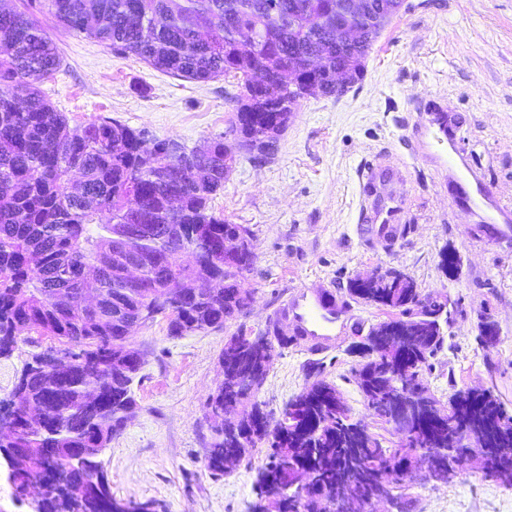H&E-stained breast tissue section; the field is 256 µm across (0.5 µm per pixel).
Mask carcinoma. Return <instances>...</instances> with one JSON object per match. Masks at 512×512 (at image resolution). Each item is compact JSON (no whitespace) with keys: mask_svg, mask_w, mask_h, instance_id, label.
Wrapping results in <instances>:
<instances>
[{"mask_svg":"<svg viewBox=\"0 0 512 512\" xmlns=\"http://www.w3.org/2000/svg\"><path fill=\"white\" fill-rule=\"evenodd\" d=\"M403 0H366L362 46L336 40V27L347 22V0H43L41 8L65 29L112 46V50L151 68L191 81L232 77L242 86L234 100L231 125L247 113H276L272 126L257 137L218 136L202 148L187 149L174 139L142 148L147 130L100 118L72 128L64 113L44 97L37 84L60 67L59 52L35 16L0 3V356L13 353L26 330H37L61 345L79 349L77 368L58 374L26 369L12 396L18 403L43 408L41 419H21L18 438L0 431V464L11 448H33L30 465L15 469L13 491L29 492L33 475L49 490L39 512H107L112 490L100 456L83 449L96 441L109 444L136 406L133 372L119 366L116 341L130 323L149 326L168 319V335L220 330L246 313L240 275L253 268V242L230 245L240 225L217 215L212 201L245 152L255 164L278 150L279 139L305 86L288 83L302 58L323 56L330 67L320 78L322 94L336 95L335 72L347 68L362 81L365 57L381 28ZM140 255V284L128 278L129 254ZM72 278L96 290L98 307L89 311L55 276ZM208 288L179 304L175 289ZM350 294L393 313L406 332L405 350L383 354L370 363L369 343L387 346L389 323L373 328L359 350L367 376L356 379L367 405L381 417L393 403V387L384 374L400 362L413 370L427 405L437 406L425 375L444 338L441 322L448 309L418 310L415 281L389 271L368 281L353 280ZM264 350L242 333L224 342V386L209 408L224 410L235 397L233 382L242 374L263 371ZM449 402L446 431L433 436L440 448L464 427L487 432L495 448H512V426L502 423L503 408L494 397ZM288 405L292 421L282 430L270 425L256 405L245 409L233 427L222 428L210 442L207 468L224 471L225 461H243L256 444L267 442L270 466L259 471L265 484L259 512H320L323 498L338 488L353 497L371 496L387 474L399 482L418 460L417 437L404 433L386 448L372 433L346 431L348 410L336 386L319 380ZM484 465L498 477L512 475V457L493 455ZM310 473L305 495L284 494L293 469ZM94 491L77 495L74 486Z\"/></svg>","mask_w":512,"mask_h":512,"instance_id":"carcinoma-1","label":"carcinoma"}]
</instances>
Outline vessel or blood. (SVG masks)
<instances>
[{
    "mask_svg": "<svg viewBox=\"0 0 512 512\" xmlns=\"http://www.w3.org/2000/svg\"><path fill=\"white\" fill-rule=\"evenodd\" d=\"M422 125L432 135L448 167V193L460 208L491 226L502 240L512 239V206L502 203L494 193L471 172L464 155L456 145L462 139L463 124L457 115L433 107L422 115ZM360 176L372 196L379 198L372 207L368 222L361 230L369 237L387 241L397 233V196L386 189L371 166H364ZM294 329L303 334L312 350L321 351L329 345L337 325L349 312L346 305L332 302L330 297L306 289L296 290L288 305Z\"/></svg>",
    "mask_w": 512,
    "mask_h": 512,
    "instance_id": "vessel-or-blood-1",
    "label": "vessel or blood"
}]
</instances>
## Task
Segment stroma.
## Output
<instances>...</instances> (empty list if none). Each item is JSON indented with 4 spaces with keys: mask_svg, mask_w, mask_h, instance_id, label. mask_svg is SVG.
Instances as JSON below:
<instances>
[{
    "mask_svg": "<svg viewBox=\"0 0 512 512\" xmlns=\"http://www.w3.org/2000/svg\"><path fill=\"white\" fill-rule=\"evenodd\" d=\"M38 19L63 57L41 89L70 126L109 116L190 147L229 136L236 79L177 78L72 33L51 15ZM431 100L460 114L462 151L512 205V0H404L374 42L363 81L337 98L302 99L274 159L255 164L238 156L216 195V211L254 234L255 264L240 278L252 298L245 315L223 329L181 337L168 335L163 318L134 330L131 341L144 358L132 386L136 407L102 456L114 496L153 501L155 512H252L265 449L255 447L248 460L224 472L208 470L207 402L223 379L225 340L241 328L264 330L300 288L327 289L352 316L327 352L303 344L276 348L251 402L276 418L303 388L324 380L336 386L352 420L381 441L392 440V428L365 404L353 374L357 345L386 315L350 296L348 284L379 270H399L422 296L451 302L428 377L435 397L444 403L456 391L477 388L512 415V242L498 240L455 206L429 136L414 137ZM367 162L381 166L383 180L403 200L406 230L395 241L358 232L359 175ZM449 252L456 257L450 274L442 268ZM485 322L497 333L488 347L479 341ZM50 343L31 332L0 357V400ZM393 494L372 501L371 512H512V486L475 463L439 481L415 465Z\"/></svg>",
    "mask_w": 512,
    "mask_h": 512,
    "instance_id": "obj_1",
    "label": "stroma"
}]
</instances>
